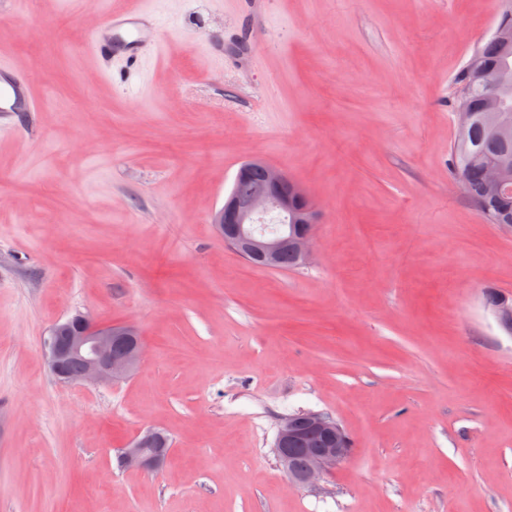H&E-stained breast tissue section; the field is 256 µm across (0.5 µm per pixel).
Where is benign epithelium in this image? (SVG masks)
I'll list each match as a JSON object with an SVG mask.
<instances>
[{"label": "benign epithelium", "instance_id": "1", "mask_svg": "<svg viewBox=\"0 0 512 512\" xmlns=\"http://www.w3.org/2000/svg\"><path fill=\"white\" fill-rule=\"evenodd\" d=\"M260 169L263 189L248 197L236 194L224 197V206L211 216L225 244L243 256L250 264L268 268L285 251H292L303 265L313 256L314 229L321 214L307 199L303 188L282 171L262 161L243 164L237 177L247 178ZM279 214L293 221L276 234H268L257 224L262 215ZM48 366L61 383L72 381L66 366L72 360L82 363L79 380L85 382H118L134 372L141 362L145 346L139 328L131 323L101 325L88 315H78L53 324L44 341ZM322 436L335 444L333 448H307L312 461L306 475L296 474L288 461V444H308L306 432ZM159 433L148 428L128 447L122 449L119 463L146 471H157L167 462L169 449L156 447ZM346 438L336 421L322 413L294 414L284 417L278 428L276 452L288 468V476L296 486H311L332 466L344 461L349 449Z\"/></svg>", "mask_w": 512, "mask_h": 512}]
</instances>
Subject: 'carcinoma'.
I'll use <instances>...</instances> for the list:
<instances>
[{
	"instance_id": "1",
	"label": "carcinoma",
	"mask_w": 512,
	"mask_h": 512,
	"mask_svg": "<svg viewBox=\"0 0 512 512\" xmlns=\"http://www.w3.org/2000/svg\"><path fill=\"white\" fill-rule=\"evenodd\" d=\"M496 29L504 40L491 37L474 50L464 66L461 82L469 88L467 96L473 121L464 133H457L451 146L452 168L460 186L485 219L497 226L512 229V191H496L491 186L486 166L492 158L512 159V85L499 90L502 116L490 117L485 91L481 82L473 79L476 69L493 73L502 68L512 69V9L504 12ZM262 187V176H253L233 183L231 191L249 196Z\"/></svg>"
}]
</instances>
